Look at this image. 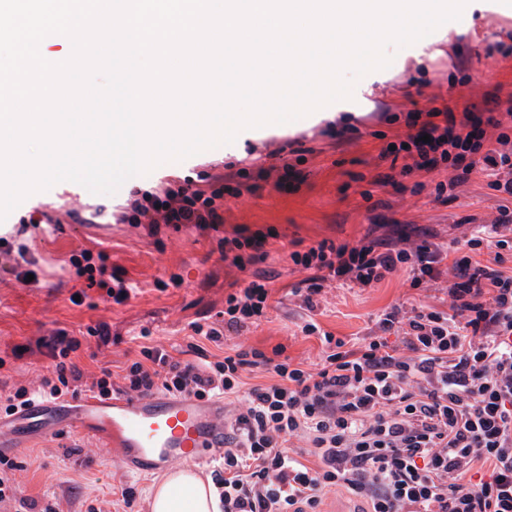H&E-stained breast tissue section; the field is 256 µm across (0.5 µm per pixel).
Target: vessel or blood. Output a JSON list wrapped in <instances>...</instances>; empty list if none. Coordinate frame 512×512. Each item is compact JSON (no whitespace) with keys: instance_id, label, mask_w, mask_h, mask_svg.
<instances>
[{"instance_id":"vessel-or-blood-1","label":"vessel or blood","mask_w":512,"mask_h":512,"mask_svg":"<svg viewBox=\"0 0 512 512\" xmlns=\"http://www.w3.org/2000/svg\"><path fill=\"white\" fill-rule=\"evenodd\" d=\"M68 433L108 436L122 467L151 474L222 456L224 404L166 394L34 404L0 419V449L20 448L33 434L53 439Z\"/></svg>"}]
</instances>
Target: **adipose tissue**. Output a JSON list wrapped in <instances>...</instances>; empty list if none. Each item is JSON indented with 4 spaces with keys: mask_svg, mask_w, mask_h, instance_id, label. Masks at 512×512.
<instances>
[{
    "mask_svg": "<svg viewBox=\"0 0 512 512\" xmlns=\"http://www.w3.org/2000/svg\"><path fill=\"white\" fill-rule=\"evenodd\" d=\"M150 512H220L219 499L191 470L171 471L153 490Z\"/></svg>",
    "mask_w": 512,
    "mask_h": 512,
    "instance_id": "ef3b65f1",
    "label": "adipose tissue"
}]
</instances>
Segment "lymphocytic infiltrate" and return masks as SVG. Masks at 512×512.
Returning <instances> with one entry per match:
<instances>
[{
	"label": "lymphocytic infiltrate",
	"instance_id": "1",
	"mask_svg": "<svg viewBox=\"0 0 512 512\" xmlns=\"http://www.w3.org/2000/svg\"><path fill=\"white\" fill-rule=\"evenodd\" d=\"M444 106L410 117L403 172L451 167L453 185L471 175L512 196V135L505 119ZM254 183L212 190L179 188L128 198L122 220L146 225L188 224L217 229L224 218L217 202L255 192ZM268 235L245 229L224 239V258L239 270L265 261ZM494 253L492 263L480 251ZM512 213L443 245L430 237L366 238L356 243L323 240L290 252L304 277L293 293L315 312L327 286L371 288L405 273L414 288L444 284L448 307L392 306L378 316L374 334L350 343L306 320L305 335H318L323 349L315 367L248 347L210 359L206 343L223 345L265 316L270 290L253 273L227 295L218 320L192 324L202 344L198 359L175 360L164 346L142 347L121 382L111 371L89 378L70 359L80 341L67 331L15 350V357L45 351L53 362L37 384L0 393V414L12 415L35 401L147 396L161 391L224 403L226 449L211 472L224 512H321L327 492L340 489L362 499L367 512H512ZM70 263L87 287L126 303L133 288L108 283L105 264L91 251Z\"/></svg>",
	"mask_w": 512,
	"mask_h": 512
}]
</instances>
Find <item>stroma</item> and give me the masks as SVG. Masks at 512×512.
Returning <instances> with one entry per match:
<instances>
[{
  "mask_svg": "<svg viewBox=\"0 0 512 512\" xmlns=\"http://www.w3.org/2000/svg\"><path fill=\"white\" fill-rule=\"evenodd\" d=\"M497 4L472 0L463 34L392 48L390 66L362 78L373 94L361 111L312 113L286 124L244 130L233 143L163 163L111 195H95L64 181L27 197L0 224L26 225L12 244L24 246L36 258L40 282L27 288L0 270V381L29 384L47 374L50 359L38 354L17 359L12 350L61 329L80 337L81 346L71 358L91 377L105 369L122 375L148 337L174 358L195 361L189 348L195 340L191 323L214 321L225 297L251 278L250 271L230 266L220 252L222 237L241 226L275 231L266 246L268 258L259 265L268 278L271 300L257 324L227 337L225 349L243 345L268 352L281 344L294 360L317 361L321 342L302 333L304 311L292 293L303 278L288 259L294 243L356 242L374 224L427 229L445 243L462 235L470 222L490 224L500 208L512 210L511 196L490 190L476 175L454 191L436 195V184L453 178L449 169L415 170L394 186L379 182L390 172L381 152L406 136L409 112L449 101L479 111L489 98L512 101V53L495 49L512 34V16L501 14ZM287 166L294 177L283 178ZM262 167L271 172L262 189L221 199L220 230L165 227L150 236L116 217L118 206L136 191L181 186L208 191L216 177L236 175L242 168L254 174ZM37 211L46 215V223H30V214ZM85 249L105 251L113 274L135 286L128 302L106 301L100 290L87 288L69 262ZM159 280L166 282V289L156 288ZM80 289L86 296L82 304H73L71 296ZM396 304L442 309L446 296L432 287H411L399 274L371 288H326L315 318L324 331L356 341L374 330L382 311ZM102 322L111 336L105 345L86 333L87 327ZM15 459L22 464L14 478L23 495L56 505L60 512H88L89 505L100 502L106 503V512H124L113 495L123 486L135 488L137 508L146 512L161 479L157 473L123 470L116 449L99 436L33 437Z\"/></svg>",
  "mask_w": 512,
  "mask_h": 512,
  "instance_id": "1",
  "label": "stroma"
}]
</instances>
